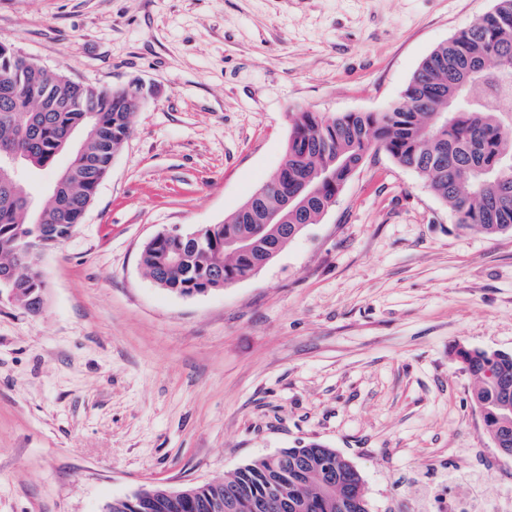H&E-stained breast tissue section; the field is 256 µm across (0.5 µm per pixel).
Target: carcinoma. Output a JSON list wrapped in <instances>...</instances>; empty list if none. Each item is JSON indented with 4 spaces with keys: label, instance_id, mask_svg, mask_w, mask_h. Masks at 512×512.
I'll return each instance as SVG.
<instances>
[{
    "label": "carcinoma",
    "instance_id": "carcinoma-1",
    "mask_svg": "<svg viewBox=\"0 0 512 512\" xmlns=\"http://www.w3.org/2000/svg\"><path fill=\"white\" fill-rule=\"evenodd\" d=\"M15 48L0 42V154L19 153L24 171L50 166L71 142L83 140L66 172L74 183L40 210L31 208L26 179L0 185V255L20 248L23 227L40 251L58 247L92 203L98 177L131 134L139 84L103 88L73 82L46 69L33 71ZM485 89L473 98L470 89ZM387 153L423 177L460 226L488 235L512 231V0H495L489 19L458 31L421 62L401 99L382 112L325 116L296 111L280 168L265 192L216 225L207 242L181 241L185 272L164 262L166 241L144 245L140 262L160 287L183 296L222 289L243 280L308 225L320 222L366 157ZM270 212L286 217L276 230ZM249 239L238 250L225 243ZM17 302L38 312L46 280L39 265L23 267ZM452 353L474 378L471 399L490 439L512 447L503 424L512 412L499 406L512 388V352L491 354L457 343ZM364 480L336 449L317 440L258 458L234 474L201 486L156 485L112 500L108 512H370Z\"/></svg>",
    "mask_w": 512,
    "mask_h": 512
}]
</instances>
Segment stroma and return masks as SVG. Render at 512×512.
Wrapping results in <instances>:
<instances>
[{
	"mask_svg": "<svg viewBox=\"0 0 512 512\" xmlns=\"http://www.w3.org/2000/svg\"><path fill=\"white\" fill-rule=\"evenodd\" d=\"M494 0H0V41L146 99L45 303L0 301V512H105L316 439L371 512L466 472L512 493L461 342L512 351V232L459 228L425 180L369 156L320 223L222 290L155 285L157 233L223 223L283 159L293 114L380 112Z\"/></svg>",
	"mask_w": 512,
	"mask_h": 512,
	"instance_id": "35a3bbf8",
	"label": "stroma"
}]
</instances>
